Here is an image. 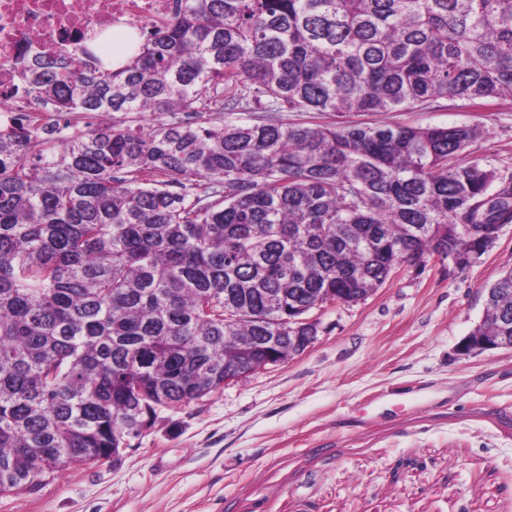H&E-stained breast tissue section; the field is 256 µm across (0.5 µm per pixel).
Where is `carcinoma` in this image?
<instances>
[{
  "label": "carcinoma",
  "instance_id": "cac0c4a2",
  "mask_svg": "<svg viewBox=\"0 0 512 512\" xmlns=\"http://www.w3.org/2000/svg\"><path fill=\"white\" fill-rule=\"evenodd\" d=\"M83 58L24 77L108 118L36 150L0 132L1 495L223 390L224 337L286 336L409 257L464 271L512 223V183L461 160L475 125L253 120L511 99L512 0H184ZM490 288L512 335V268Z\"/></svg>",
  "mask_w": 512,
  "mask_h": 512
}]
</instances>
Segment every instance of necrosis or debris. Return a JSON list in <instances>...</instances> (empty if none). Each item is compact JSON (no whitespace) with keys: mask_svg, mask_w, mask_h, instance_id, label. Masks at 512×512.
Segmentation results:
<instances>
[{"mask_svg":"<svg viewBox=\"0 0 512 512\" xmlns=\"http://www.w3.org/2000/svg\"><path fill=\"white\" fill-rule=\"evenodd\" d=\"M179 8V0H0V130L21 119L41 134L86 129L96 114L56 112L37 100L22 61L43 55L80 59L82 45L96 34L159 29Z\"/></svg>","mask_w":512,"mask_h":512,"instance_id":"obj_1","label":"necrosis or debris"}]
</instances>
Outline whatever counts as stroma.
<instances>
[{
    "instance_id": "35a3bbf8",
    "label": "stroma",
    "mask_w": 512,
    "mask_h": 512,
    "mask_svg": "<svg viewBox=\"0 0 512 512\" xmlns=\"http://www.w3.org/2000/svg\"><path fill=\"white\" fill-rule=\"evenodd\" d=\"M356 119L481 125L464 160L512 178V100ZM509 267L512 224L467 270L397 267L365 301L315 310L303 354L160 413L119 461L0 495V512H512V350L456 351Z\"/></svg>"
}]
</instances>
